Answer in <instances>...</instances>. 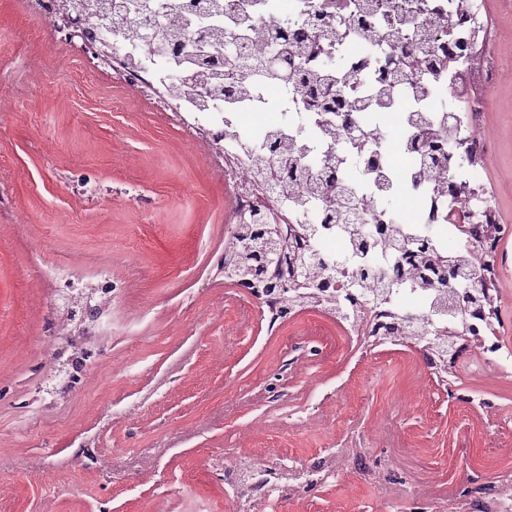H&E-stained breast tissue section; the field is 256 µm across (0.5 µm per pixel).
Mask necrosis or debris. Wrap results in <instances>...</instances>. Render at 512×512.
I'll return each mask as SVG.
<instances>
[{
    "instance_id": "4bbe7bcc",
    "label": "necrosis or debris",
    "mask_w": 512,
    "mask_h": 512,
    "mask_svg": "<svg viewBox=\"0 0 512 512\" xmlns=\"http://www.w3.org/2000/svg\"><path fill=\"white\" fill-rule=\"evenodd\" d=\"M183 2L150 0V13L129 14L120 26L99 21L91 37L73 22L79 0H22V9L38 20L39 39L50 42L64 35L72 55L91 54L112 83L132 90L153 112L179 116L190 138L205 137L213 148L212 159L224 165L232 223L251 222L258 214L269 224H312L322 211V200L298 188L281 191L274 176L266 175V168L278 163L262 148L273 132L305 145L304 162L312 172L322 170L325 154H335L336 181L352 185L358 201L348 216L350 223L383 224L389 235L404 238L432 230L434 253L446 257L465 246L459 225L484 224L495 213L480 163L491 146L476 139L477 119L489 104L456 106L462 96L457 72L468 68L475 52L484 55L489 85H497L503 71L512 67L485 37L479 0H221L223 9L217 14L208 12L209 0H198L205 10L190 16L188 29L223 27L224 78L243 80L246 88L238 103L203 95L187 58L151 51L146 44L145 35L169 25ZM460 12L468 15V23L444 26L445 18ZM289 21L311 25L305 52L298 57L274 40ZM397 32L410 38L413 55L424 58L425 65L401 69L389 101L379 106L370 102L369 89L380 69L395 65L401 55L388 39ZM454 42L465 44V52L448 55L446 48ZM266 45L280 58L291 59L300 73L328 79L335 91L357 101V110L347 117L311 111L297 82L252 71L256 48ZM429 126L451 131L442 153L428 160L404 150L408 139ZM371 154L377 155L389 179L387 189H379L366 168ZM421 169L426 178L415 181ZM452 183L469 191L468 209L455 207L448 193ZM447 293L443 283L433 292L404 285L391 288L376 309L368 291H359L344 301L351 313L344 326L381 336L396 314L421 330L439 327L448 319L433 312V297ZM480 496L475 502L457 491L458 512L474 507L512 512L511 480H483Z\"/></svg>"
}]
</instances>
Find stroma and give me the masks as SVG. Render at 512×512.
I'll list each match as a JSON object with an SVG mask.
<instances>
[{"instance_id": "35a3bbf8", "label": "stroma", "mask_w": 512, "mask_h": 512, "mask_svg": "<svg viewBox=\"0 0 512 512\" xmlns=\"http://www.w3.org/2000/svg\"><path fill=\"white\" fill-rule=\"evenodd\" d=\"M35 27L0 0V512H405L412 492L446 507L467 476H512V372L468 354L439 375L316 310L271 323L218 268L227 194L205 147ZM491 97L505 223L512 74ZM75 282L114 291L56 398L47 344ZM364 448L406 454V485L359 480ZM258 462L260 494L236 476ZM292 476L311 488L282 496Z\"/></svg>"}]
</instances>
